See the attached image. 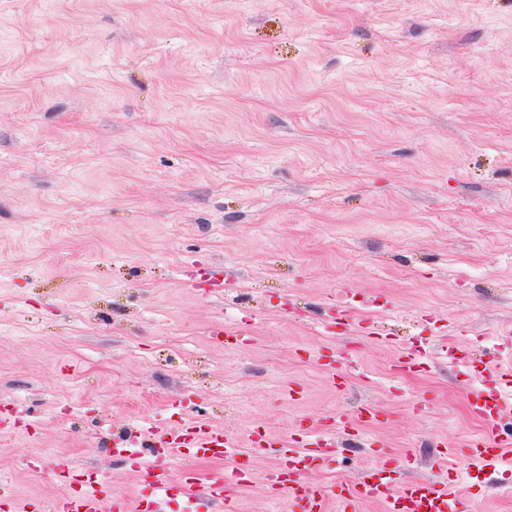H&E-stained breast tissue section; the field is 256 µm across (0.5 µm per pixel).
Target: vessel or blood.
Returning <instances> with one entry per match:
<instances>
[{"mask_svg":"<svg viewBox=\"0 0 512 512\" xmlns=\"http://www.w3.org/2000/svg\"><path fill=\"white\" fill-rule=\"evenodd\" d=\"M471 412L485 422L481 437L472 441L467 457L472 464L488 465L497 461L505 449L512 447V435L500 433L497 417L501 411L499 400L478 397L468 402ZM335 434L334 424L323 422L299 438L279 443L278 446L258 450L251 447L241 450L240 444L209 426L186 428L180 425L154 426L150 430L120 438L116 444L117 454L129 453L131 446L151 441L157 451L145 465L151 486L149 512H158L159 506L172 491H180L187 498L204 500L213 512H230L236 484L245 482L249 476L246 467H238L232 480L215 477L201 480L197 475L173 481L163 462V449L178 446L194 448L200 456L238 459L258 456L259 453L280 459L281 465L271 475L267 484L269 493L293 498L298 512H326L328 493L316 484H308L303 476L319 463L327 460V448ZM109 494L106 486L99 485L76 490L61 498L56 512H101L102 502ZM451 492L447 484H435L428 480L398 482L393 463L379 465L377 470L367 471L347 490V502L382 501L388 512H448Z\"/></svg>","mask_w":512,"mask_h":512,"instance_id":"vessel-or-blood-1","label":"vessel or blood"}]
</instances>
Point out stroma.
Masks as SVG:
<instances>
[{"instance_id":"35a3bbf8","label":"stroma","mask_w":512,"mask_h":512,"mask_svg":"<svg viewBox=\"0 0 512 512\" xmlns=\"http://www.w3.org/2000/svg\"><path fill=\"white\" fill-rule=\"evenodd\" d=\"M511 364L512 0H0V484L29 512L87 467L103 512L145 497L119 432L339 414L309 482L391 457L512 512V447L465 455L469 398L512 420ZM277 466L237 512H292Z\"/></svg>"}]
</instances>
